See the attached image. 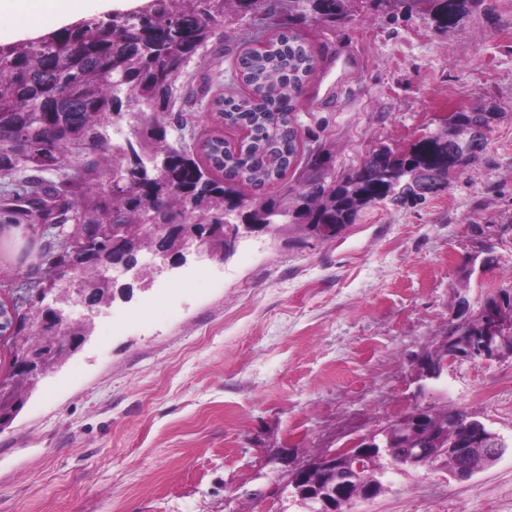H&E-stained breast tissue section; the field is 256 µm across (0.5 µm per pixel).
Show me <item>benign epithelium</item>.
Listing matches in <instances>:
<instances>
[{
    "label": "benign epithelium",
    "instance_id": "obj_1",
    "mask_svg": "<svg viewBox=\"0 0 512 512\" xmlns=\"http://www.w3.org/2000/svg\"><path fill=\"white\" fill-rule=\"evenodd\" d=\"M154 232L163 237L151 250V262L146 265H130L116 253L110 258L94 262L95 275L103 282H115L128 273L137 280L151 284L156 278L170 274L191 256L216 266L224 265V253L235 250L239 239L234 225L226 224L207 236L187 229L184 224H153ZM95 285L77 275L64 276L54 289H46L51 299L47 318L37 324V329L55 339V334L76 336L73 353L90 337L93 318L110 305L109 289H101L102 300L92 295ZM79 301L88 309L81 321L70 317V307ZM479 314L484 316L480 333L464 336L454 347L447 350L439 361L423 359L418 366L421 378L437 381L448 363L458 359L497 360L512 357V312L504 309L495 295L487 299ZM23 364L17 369L18 385L31 389L38 381L53 371L60 359L50 357L39 348H27L22 354ZM459 420H448L441 428H435L428 418L426 408L416 406L398 417L392 424L356 439L351 445L320 456L314 464L304 465L293 471L287 481L289 494L303 508V512H340L341 507L359 501H368L383 491V473L365 469V462L389 455V449L401 444L409 448L402 463L410 467L428 466L444 469L458 481L471 478L472 471L464 463L466 455L480 450L498 459L506 444L501 436L485 422L472 419L466 425L463 440L451 442L446 433L456 429Z\"/></svg>",
    "mask_w": 512,
    "mask_h": 512
}]
</instances>
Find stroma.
Returning a JSON list of instances; mask_svg holds the SVG:
<instances>
[{"label":"stroma","instance_id":"35a3bbf8","mask_svg":"<svg viewBox=\"0 0 512 512\" xmlns=\"http://www.w3.org/2000/svg\"><path fill=\"white\" fill-rule=\"evenodd\" d=\"M236 20L224 57L193 63L180 105L196 135L237 95L234 59L288 19V0ZM315 72L294 114L300 146L330 175L372 151H405L442 115L493 112L485 149L448 189L415 207L362 210L336 238L241 239L223 267L187 260L95 317L83 348L26 395L0 428V512H299L289 473L415 406L476 413L508 447L466 481L388 471L385 490L347 512H512V358L417 361L442 344L456 302L469 315L512 289V0H484L456 29L353 0L333 26L307 22ZM40 235L0 228V299ZM492 265H484L485 255Z\"/></svg>","mask_w":512,"mask_h":512}]
</instances>
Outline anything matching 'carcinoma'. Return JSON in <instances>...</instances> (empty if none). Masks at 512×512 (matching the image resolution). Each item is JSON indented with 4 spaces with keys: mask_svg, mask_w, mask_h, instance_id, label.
<instances>
[{
    "mask_svg": "<svg viewBox=\"0 0 512 512\" xmlns=\"http://www.w3.org/2000/svg\"><path fill=\"white\" fill-rule=\"evenodd\" d=\"M264 10L271 0H150L147 10L121 25L97 17L25 42L0 46V227L42 224L46 228L36 271L27 273V304L43 303L41 290L55 287L69 270L109 257L119 240L138 236L143 224H222L224 201L256 209V219L277 225L274 233L304 232L336 238L367 206L405 203L427 195L395 197L409 172L428 170L441 190L484 149L485 134L468 151L461 135L486 127V113L456 112L448 133L434 132L404 154L382 147L339 180L331 179L320 154L309 149L305 174L293 195L271 196L262 206L241 193L274 186L285 178L300 140L293 112L314 58L297 25L334 24L353 0H289L288 28L262 52L245 50L235 61L247 94L221 96L211 108L224 125L250 129L240 143L221 129L205 138L175 115L178 140L155 116L173 111L176 85L200 53L224 46L226 6ZM446 30L484 0H425ZM128 127L124 142H111L108 127ZM448 140L442 161L438 142ZM59 173L55 180L45 177ZM482 320L448 323V345L479 332Z\"/></svg>",
    "mask_w": 512,
    "mask_h": 512,
    "instance_id": "obj_1",
    "label": "carcinoma"
}]
</instances>
